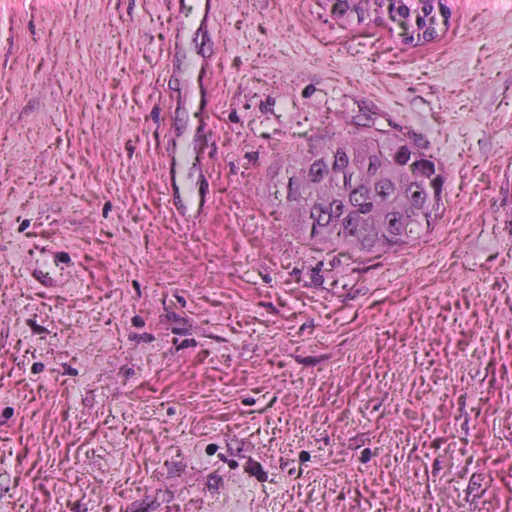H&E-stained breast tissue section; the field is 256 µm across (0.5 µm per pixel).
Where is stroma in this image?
<instances>
[{"label": "stroma", "mask_w": 512, "mask_h": 512, "mask_svg": "<svg viewBox=\"0 0 512 512\" xmlns=\"http://www.w3.org/2000/svg\"><path fill=\"white\" fill-rule=\"evenodd\" d=\"M168 2L0 0V512H512V0L418 45L215 0L210 132L172 149ZM351 112L447 171L403 250L319 246L266 193ZM175 205L179 211V219L186 222V224H197L201 218L200 210H197L194 205V190L193 188H186L180 198H175Z\"/></svg>", "instance_id": "obj_1"}]
</instances>
